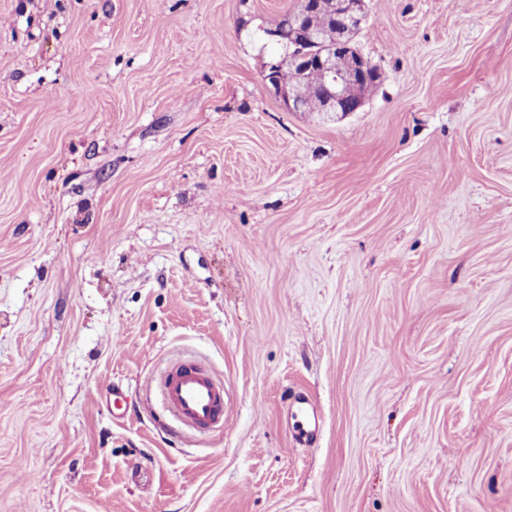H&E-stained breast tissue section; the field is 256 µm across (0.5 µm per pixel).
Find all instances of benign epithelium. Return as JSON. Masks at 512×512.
Returning <instances> with one entry per match:
<instances>
[{"mask_svg": "<svg viewBox=\"0 0 512 512\" xmlns=\"http://www.w3.org/2000/svg\"><path fill=\"white\" fill-rule=\"evenodd\" d=\"M330 16L336 22V42L322 41L317 19ZM365 18L364 0H301L297 11L281 23L263 29L267 43L277 49L263 69V79L290 112L306 108L308 89L302 77L310 71L321 75L323 112L350 114L363 104L364 90L379 79L378 70L354 48L355 33ZM288 66L300 80L285 87L278 72Z\"/></svg>", "mask_w": 512, "mask_h": 512, "instance_id": "obj_1", "label": "benign epithelium"}]
</instances>
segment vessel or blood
<instances>
[{"mask_svg":"<svg viewBox=\"0 0 512 512\" xmlns=\"http://www.w3.org/2000/svg\"><path fill=\"white\" fill-rule=\"evenodd\" d=\"M165 407L173 421L203 432L223 424L225 394L199 365L182 363L173 366L161 386ZM293 422L292 436L302 445L313 444L321 432L316 406L306 395H298L288 408Z\"/></svg>","mask_w":512,"mask_h":512,"instance_id":"obj_1","label":"vessel or blood"}]
</instances>
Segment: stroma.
I'll return each mask as SVG.
<instances>
[{"label":"stroma","instance_id":"obj_1","mask_svg":"<svg viewBox=\"0 0 512 512\" xmlns=\"http://www.w3.org/2000/svg\"><path fill=\"white\" fill-rule=\"evenodd\" d=\"M298 5L0 0V512H512V0H366L344 116L262 79ZM165 407L178 425L204 432L224 424L225 394L199 365L173 366L161 386ZM289 420H293L292 437L301 445H312L321 432V422L316 406L308 396L301 394L288 407Z\"/></svg>","mask_w":512,"mask_h":512}]
</instances>
